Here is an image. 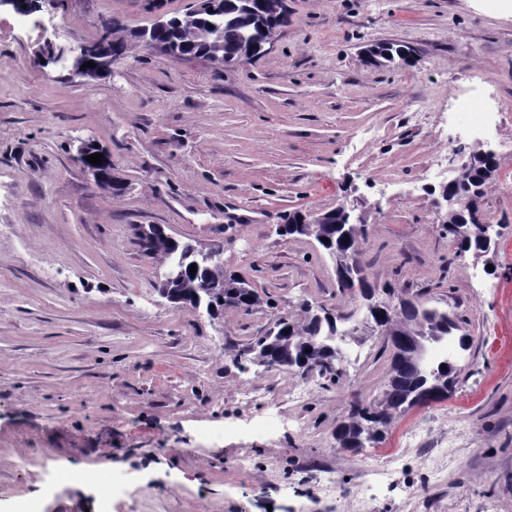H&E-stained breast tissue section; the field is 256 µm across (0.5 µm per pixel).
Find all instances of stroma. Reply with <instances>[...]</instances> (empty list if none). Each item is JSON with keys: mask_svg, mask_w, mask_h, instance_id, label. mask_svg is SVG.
Masks as SVG:
<instances>
[{"mask_svg": "<svg viewBox=\"0 0 512 512\" xmlns=\"http://www.w3.org/2000/svg\"><path fill=\"white\" fill-rule=\"evenodd\" d=\"M195 0H38L0 7V512H512V11L497 0H287L288 22L248 62L177 59L130 44L112 75L42 64L46 43L76 47L119 19L126 30ZM411 63L372 60L384 46ZM500 109L494 135L464 124ZM112 155L121 195L75 160ZM493 150L485 219L496 252L459 255L426 186L434 156ZM364 218L371 280L454 312L471 340L451 354L447 399L396 418L352 451L334 432L381 394L392 357L340 293L311 238L278 235L292 211L339 205ZM224 246V267L265 303L246 312L178 306L135 235ZM337 316V375L242 359L275 316L303 303ZM261 392L240 398L242 387ZM421 427L422 445L406 435ZM452 446L432 478L427 458ZM54 459L53 470L40 463ZM249 456L239 476L237 460Z\"/></svg>", "mask_w": 512, "mask_h": 512, "instance_id": "stroma-1", "label": "stroma"}]
</instances>
